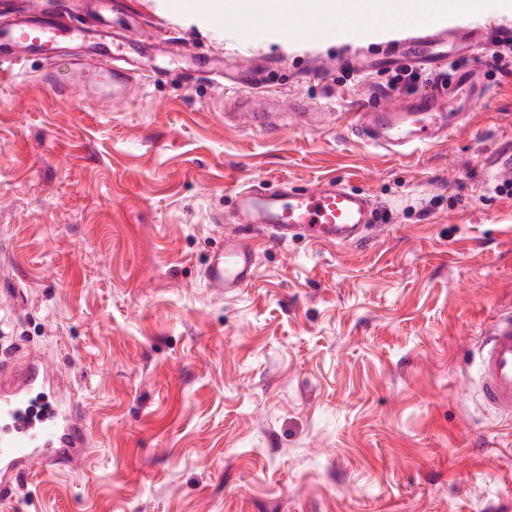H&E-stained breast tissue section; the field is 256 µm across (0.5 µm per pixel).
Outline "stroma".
<instances>
[{"label": "stroma", "mask_w": 512, "mask_h": 512, "mask_svg": "<svg viewBox=\"0 0 512 512\" xmlns=\"http://www.w3.org/2000/svg\"><path fill=\"white\" fill-rule=\"evenodd\" d=\"M128 0L139 33L265 70L263 96L174 71L112 99L55 93L43 65L0 74V356L40 352L86 420L74 465L32 466L0 512H512V422L467 393L480 336L512 309V69L447 143L394 156L344 117L404 94L392 70L330 59L346 40L299 18L237 40L224 0ZM449 24L512 29V0H469ZM267 113L268 133L248 115ZM328 176L368 194L355 243L257 245L234 294L202 271L233 233L230 194Z\"/></svg>", "instance_id": "stroma-1"}]
</instances>
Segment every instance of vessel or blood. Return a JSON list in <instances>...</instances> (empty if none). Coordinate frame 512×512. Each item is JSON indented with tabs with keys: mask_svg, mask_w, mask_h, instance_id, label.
Instances as JSON below:
<instances>
[{
	"mask_svg": "<svg viewBox=\"0 0 512 512\" xmlns=\"http://www.w3.org/2000/svg\"><path fill=\"white\" fill-rule=\"evenodd\" d=\"M360 0H325L321 30L331 36H349L338 19L357 14ZM9 23H0V71L45 62L43 82H52L50 64L66 46H77L71 56V85L92 86L121 94L139 69L132 40L119 37L110 24L85 31L72 20L69 0L52 8L13 9ZM491 40L481 26H448L435 18L398 41L385 54L374 55V67L405 63L426 70L423 90L394 102L375 101L349 113L351 127L368 144L391 154L408 156L443 143L469 117L486 91L489 65H473L478 50ZM462 66L449 67V60ZM233 212L254 215L246 232L225 237L203 270L208 287L229 293L246 287L256 275L254 238L279 245L301 238L314 245L357 242L375 221L371 198L336 177L308 186L257 191L235 190ZM51 367L44 356H30L23 373L0 363V493L8 494L19 473L39 464L59 466L80 459L87 447L86 425L68 401L46 393ZM474 396L495 418L512 421V312L492 318L477 352Z\"/></svg>",
	"mask_w": 512,
	"mask_h": 512,
	"instance_id": "obj_1",
	"label": "vessel or blood"
}]
</instances>
